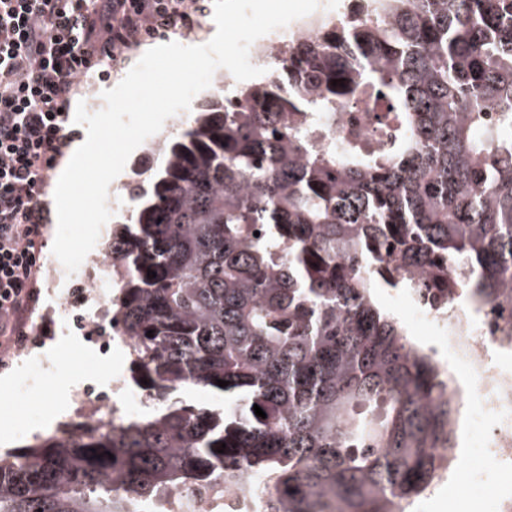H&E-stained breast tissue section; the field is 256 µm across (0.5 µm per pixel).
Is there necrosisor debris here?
<instances>
[{
	"instance_id": "1",
	"label": "necrosis or debris",
	"mask_w": 512,
	"mask_h": 512,
	"mask_svg": "<svg viewBox=\"0 0 512 512\" xmlns=\"http://www.w3.org/2000/svg\"><path fill=\"white\" fill-rule=\"evenodd\" d=\"M313 16L255 41L252 59L274 62L289 50L296 34L311 35ZM451 287L417 275V287L393 294L409 302L411 320L424 327L431 342L426 352L446 385L448 400L460 407L458 423L478 439L493 483L498 487L494 512H512V304L479 302L462 285L463 275H450ZM120 285L103 252L88 255L65 287L49 275L45 292L53 300L46 315L57 317L61 335L85 337L95 353L126 358L132 339L109 317L111 298ZM147 392L132 386L122 369L107 385L83 382L69 397V412L82 430L99 421L121 424L150 406ZM176 512H256L257 499L225 492L222 486H181L167 495Z\"/></svg>"
}]
</instances>
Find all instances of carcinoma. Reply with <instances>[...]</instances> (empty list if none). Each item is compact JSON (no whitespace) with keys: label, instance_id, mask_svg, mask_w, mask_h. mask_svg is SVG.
Returning a JSON list of instances; mask_svg holds the SVG:
<instances>
[{"label":"carcinoma","instance_id":"obj_1","mask_svg":"<svg viewBox=\"0 0 512 512\" xmlns=\"http://www.w3.org/2000/svg\"><path fill=\"white\" fill-rule=\"evenodd\" d=\"M271 69L125 186L112 312L161 408L0 452V512H142L249 472L260 512H401L456 447L458 407L374 289L435 256L479 301L512 292V0H357ZM349 106L384 137H332Z\"/></svg>","mask_w":512,"mask_h":512}]
</instances>
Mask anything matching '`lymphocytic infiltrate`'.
Masks as SVG:
<instances>
[{
    "label": "lymphocytic infiltrate",
    "mask_w": 512,
    "mask_h": 512,
    "mask_svg": "<svg viewBox=\"0 0 512 512\" xmlns=\"http://www.w3.org/2000/svg\"><path fill=\"white\" fill-rule=\"evenodd\" d=\"M199 0H0V338L23 336L47 207L42 188L70 137L92 62L195 28Z\"/></svg>",
    "instance_id": "1"
}]
</instances>
